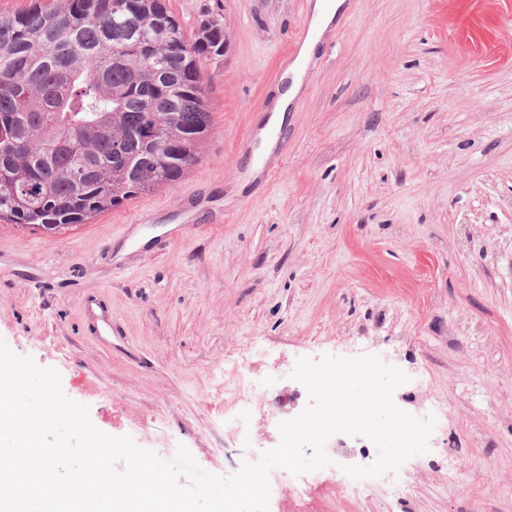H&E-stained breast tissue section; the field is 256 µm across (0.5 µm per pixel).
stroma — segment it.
<instances>
[{"instance_id": "obj_1", "label": "stroma", "mask_w": 512, "mask_h": 512, "mask_svg": "<svg viewBox=\"0 0 512 512\" xmlns=\"http://www.w3.org/2000/svg\"><path fill=\"white\" fill-rule=\"evenodd\" d=\"M312 0H170L186 29L220 18L212 129L179 181L49 235L0 224V338L56 369L92 423L204 470L226 450L225 371L249 380L324 355L376 356L453 420L399 472L411 486L361 512H512V0H344L318 41L277 144L256 171L258 132L292 64ZM112 311L98 335L88 301ZM429 372L428 392L410 378ZM267 416L307 406L295 380L261 390ZM468 476L448 480L439 443ZM269 512H343L309 480Z\"/></svg>"}]
</instances>
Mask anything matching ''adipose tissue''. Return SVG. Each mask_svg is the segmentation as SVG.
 Segmentation results:
<instances>
[{"mask_svg": "<svg viewBox=\"0 0 512 512\" xmlns=\"http://www.w3.org/2000/svg\"><path fill=\"white\" fill-rule=\"evenodd\" d=\"M337 10L338 6L334 4L333 0H314L310 19L312 39L300 47L296 60L287 69L285 73L287 82L278 93L271 113L264 122L265 127L271 128L284 124L286 113L297 95L306 74L313 53L314 42L320 39L322 34L331 27Z\"/></svg>", "mask_w": 512, "mask_h": 512, "instance_id": "adipose-tissue-1", "label": "adipose tissue"}]
</instances>
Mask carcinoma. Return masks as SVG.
I'll return each mask as SVG.
<instances>
[{
    "label": "carcinoma",
    "instance_id": "carcinoma-1",
    "mask_svg": "<svg viewBox=\"0 0 512 512\" xmlns=\"http://www.w3.org/2000/svg\"><path fill=\"white\" fill-rule=\"evenodd\" d=\"M166 0H50L0 13V223L86 224L184 177L212 128L203 65Z\"/></svg>",
    "mask_w": 512,
    "mask_h": 512
}]
</instances>
